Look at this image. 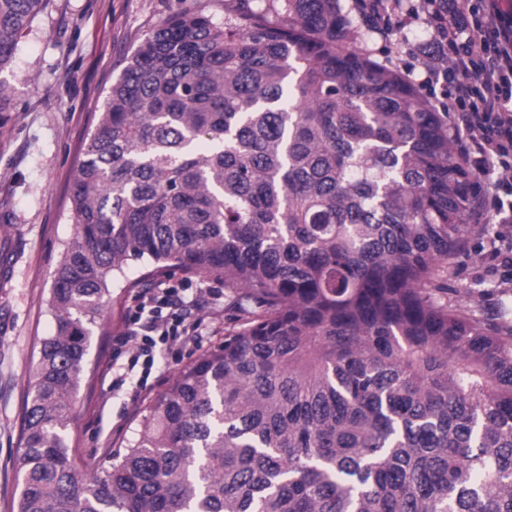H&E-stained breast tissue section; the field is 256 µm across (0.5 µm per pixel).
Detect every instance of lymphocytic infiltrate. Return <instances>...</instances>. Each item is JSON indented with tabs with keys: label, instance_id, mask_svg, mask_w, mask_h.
<instances>
[{
	"label": "lymphocytic infiltrate",
	"instance_id": "lymphocytic-infiltrate-1",
	"mask_svg": "<svg viewBox=\"0 0 512 512\" xmlns=\"http://www.w3.org/2000/svg\"><path fill=\"white\" fill-rule=\"evenodd\" d=\"M424 20L431 34L416 53L454 101L458 156L482 182L477 221L496 225L497 238H505L512 223L504 204L512 197V0H435ZM183 303L174 288L141 293L115 345L131 347L153 368L157 344L172 349L194 335L195 323L172 313Z\"/></svg>",
	"mask_w": 512,
	"mask_h": 512
}]
</instances>
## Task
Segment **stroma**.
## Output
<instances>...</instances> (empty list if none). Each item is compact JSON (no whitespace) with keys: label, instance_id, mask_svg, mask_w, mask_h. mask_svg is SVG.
<instances>
[{"label":"stroma","instance_id":"stroma-1","mask_svg":"<svg viewBox=\"0 0 512 512\" xmlns=\"http://www.w3.org/2000/svg\"><path fill=\"white\" fill-rule=\"evenodd\" d=\"M418 0H402L401 33L390 41L359 38L357 49L398 71L414 68L409 50L425 41L427 27L414 12ZM201 10L224 21V0H50L22 40L1 77L13 89V109L0 136V218L9 225L17 263L10 288L0 290V318L11 330L0 335V512H12L19 492V434L31 361L38 337L50 335L54 319L47 299L63 248L75 235L69 221V191L104 100L122 60L168 15ZM501 247L493 233L475 231L448 269L449 304H471L512 326V272L498 267ZM130 262L127 288L115 289L88 358V382L72 413L70 436L83 466H108L131 437L139 412L165 389L177 371L224 341L231 313L224 280H197L177 269L146 276ZM169 283L184 291L201 339L163 354L151 373L129 371L113 384L112 338L124 329L140 291Z\"/></svg>","mask_w":512,"mask_h":512}]
</instances>
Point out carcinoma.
<instances>
[{"instance_id": "carcinoma-1", "label": "carcinoma", "mask_w": 512, "mask_h": 512, "mask_svg": "<svg viewBox=\"0 0 512 512\" xmlns=\"http://www.w3.org/2000/svg\"><path fill=\"white\" fill-rule=\"evenodd\" d=\"M48 0H0V73ZM367 0H227L122 62L70 194L13 512H512V327L448 304L475 178L448 114L352 49ZM12 87L0 78V136ZM131 260L240 319L87 471L71 414Z\"/></svg>"}]
</instances>
